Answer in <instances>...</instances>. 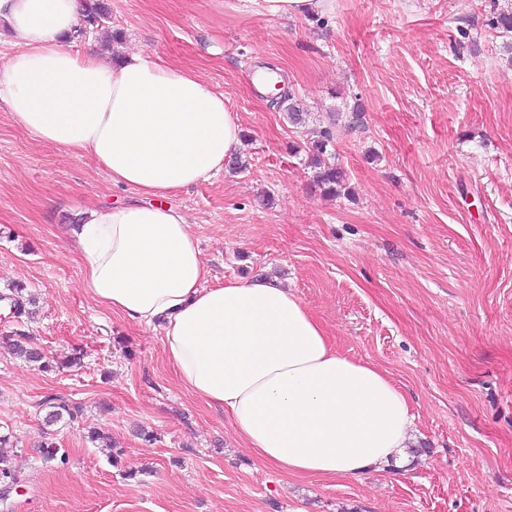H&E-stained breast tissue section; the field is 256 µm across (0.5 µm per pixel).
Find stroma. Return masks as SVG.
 Returning a JSON list of instances; mask_svg holds the SVG:
<instances>
[{"label":"stroma","mask_w":512,"mask_h":512,"mask_svg":"<svg viewBox=\"0 0 512 512\" xmlns=\"http://www.w3.org/2000/svg\"><path fill=\"white\" fill-rule=\"evenodd\" d=\"M490 1L329 0L322 17L284 20L254 0H106L91 32L104 58L117 31L121 48L194 69L239 118L246 169L168 199L209 285L278 277L340 353L407 397L413 453L358 479L257 461L181 385L161 328L89 296L66 232L82 208L135 197L0 112V294L20 285L36 299L31 317L0 301V337L84 354L44 372L0 348V434L23 475L12 512H512V33L487 25ZM261 66L289 99L255 89ZM292 102L303 124L289 122ZM326 129L350 195L313 184L307 145ZM50 397L82 406L81 420L45 426ZM46 429L66 465L43 461Z\"/></svg>","instance_id":"stroma-1"}]
</instances>
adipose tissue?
<instances>
[{
	"label": "adipose tissue",
	"mask_w": 512,
	"mask_h": 512,
	"mask_svg": "<svg viewBox=\"0 0 512 512\" xmlns=\"http://www.w3.org/2000/svg\"><path fill=\"white\" fill-rule=\"evenodd\" d=\"M84 0H0L16 52L0 60V107L38 139L94 159L147 201L89 207L71 243L99 304L160 325L189 392L221 409L254 457L281 472L355 478L408 448L405 396L372 364L338 352L277 279L207 284L177 190L220 173L241 125L197 72L140 50L116 62L68 42Z\"/></svg>",
	"instance_id": "obj_1"
}]
</instances>
